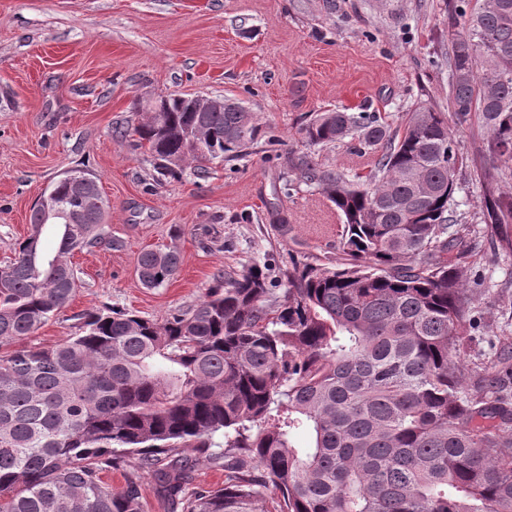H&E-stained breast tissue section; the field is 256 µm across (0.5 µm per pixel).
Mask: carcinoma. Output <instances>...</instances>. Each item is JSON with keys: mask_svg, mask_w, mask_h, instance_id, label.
Returning a JSON list of instances; mask_svg holds the SVG:
<instances>
[{"mask_svg": "<svg viewBox=\"0 0 512 512\" xmlns=\"http://www.w3.org/2000/svg\"><path fill=\"white\" fill-rule=\"evenodd\" d=\"M475 2L449 55L450 108L460 122L480 113L489 155L511 161L512 0ZM356 131L382 148L365 186L310 152ZM117 134L175 177L235 160L259 128L238 103L191 110L173 96ZM301 134L309 151L293 168L342 216V262L293 260L278 288L253 264L162 323L105 308L51 348L19 345L76 293L71 258L102 240L109 208L84 172L80 188L64 176L35 203L0 265V512H147L148 482L171 512H512V394L500 377L512 355L473 379V289L444 259L462 163L448 117L418 108L392 135L375 115L331 110ZM483 215L511 248L512 194ZM179 266L174 250L137 258L148 289ZM200 461L224 485H193ZM113 469L119 488L102 480Z\"/></svg>", "mask_w": 512, "mask_h": 512, "instance_id": "carcinoma-1", "label": "carcinoma"}]
</instances>
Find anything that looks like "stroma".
I'll return each mask as SVG.
<instances>
[{
    "label": "stroma",
    "mask_w": 512,
    "mask_h": 512,
    "mask_svg": "<svg viewBox=\"0 0 512 512\" xmlns=\"http://www.w3.org/2000/svg\"><path fill=\"white\" fill-rule=\"evenodd\" d=\"M456 0H0V264L29 233L31 207L65 172L97 177L110 208L101 243L74 255L81 286L28 337L50 347L103 307L159 322L195 305L221 278L291 260L333 264L342 217L299 181L289 159L301 127L332 109L373 112L398 131L407 112L448 109ZM220 97L258 118L245 156L155 180L150 157L115 134L145 101ZM456 172L455 249L480 277L465 330L470 367L512 347V249L483 219L487 191L512 193V161L490 162L478 116L449 119ZM381 147L351 136L314 148L324 168L369 180ZM174 249L181 265L144 288L142 250Z\"/></svg>",
    "instance_id": "obj_1"
}]
</instances>
